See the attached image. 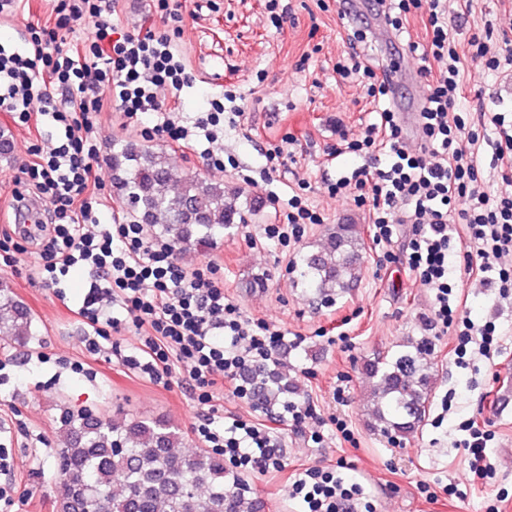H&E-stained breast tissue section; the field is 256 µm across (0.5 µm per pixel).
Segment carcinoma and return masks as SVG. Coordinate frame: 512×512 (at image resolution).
<instances>
[{
    "label": "carcinoma",
    "instance_id": "obj_1",
    "mask_svg": "<svg viewBox=\"0 0 512 512\" xmlns=\"http://www.w3.org/2000/svg\"><path fill=\"white\" fill-rule=\"evenodd\" d=\"M113 183L135 221L177 250L213 244L244 222L248 200L224 183L181 176L167 151L112 144ZM365 243L355 224L331 228L315 251L297 254V283L322 301L357 286ZM36 335L30 309L0 280V339L27 342ZM426 342H412L390 356L368 361L373 428L384 436L409 437L423 424L433 384L425 362ZM260 400L297 390L287 376L266 368L256 378ZM65 446L57 449L58 512H263L264 502L224 467V457L206 449L178 451V433L161 421H116L106 414L66 416Z\"/></svg>",
    "mask_w": 512,
    "mask_h": 512
}]
</instances>
